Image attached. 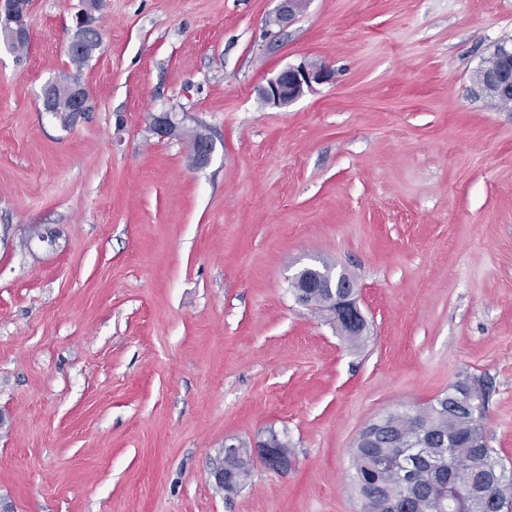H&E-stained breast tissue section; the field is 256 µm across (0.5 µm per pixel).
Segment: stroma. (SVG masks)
Returning a JSON list of instances; mask_svg holds the SVG:
<instances>
[{
	"instance_id": "obj_1",
	"label": "stroma",
	"mask_w": 512,
	"mask_h": 512,
	"mask_svg": "<svg viewBox=\"0 0 512 512\" xmlns=\"http://www.w3.org/2000/svg\"><path fill=\"white\" fill-rule=\"evenodd\" d=\"M79 4L31 0L27 50L0 47V502L359 512V432L467 378L512 469V112L475 81L512 0H308L280 26L279 0H105L78 69ZM305 60L332 80L266 104ZM72 74L67 125L41 91ZM166 110L184 136L151 131ZM324 261L360 344L292 294ZM269 428L288 474L225 497V444ZM55 90L59 94L64 95L69 100L70 112L73 113V117H76L82 112H87L89 93L85 86L76 84L66 88L57 87ZM65 97L57 96L50 107L45 103L44 105L47 112H54V114L60 113L61 119H63L65 122H70L71 114L68 112L69 104ZM333 265H330L327 262H322L320 266H306L300 269L292 283L296 286H300L306 280H321L326 285L334 286L337 281L341 278L344 279L346 274L344 273H334Z\"/></svg>"
}]
</instances>
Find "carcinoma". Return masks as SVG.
Masks as SVG:
<instances>
[{"mask_svg": "<svg viewBox=\"0 0 512 512\" xmlns=\"http://www.w3.org/2000/svg\"><path fill=\"white\" fill-rule=\"evenodd\" d=\"M346 277L334 273L327 262L306 266L293 280L297 286L307 280H320L326 287L308 296L307 304L316 313L326 312L327 286ZM458 381L447 392L418 406L388 411L371 423V436L355 441L352 455L354 479L358 485L360 512H391L392 505L407 496L412 512H450L442 502L444 486L457 483L473 491L493 487L498 498L512 504V471L502 467L495 451L486 446L482 432L486 388L472 393L474 410H455L461 387ZM421 445L409 482L401 481L397 466L403 449ZM253 459L243 450L224 461L225 483L222 490L232 495L243 487L240 473L252 472Z\"/></svg>", "mask_w": 512, "mask_h": 512, "instance_id": "carcinoma-1", "label": "carcinoma"}]
</instances>
